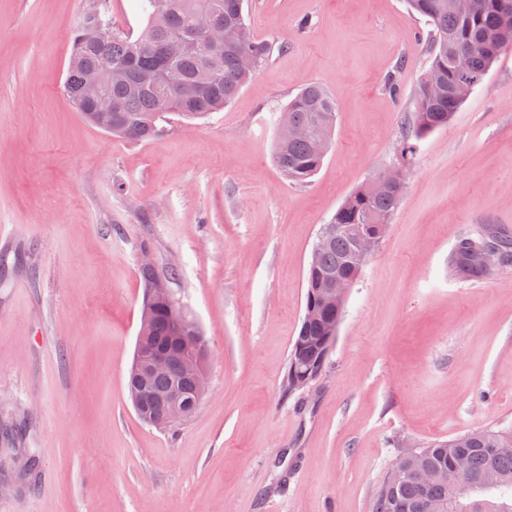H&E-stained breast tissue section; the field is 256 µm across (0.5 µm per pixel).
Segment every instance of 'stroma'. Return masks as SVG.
Returning <instances> with one entry per match:
<instances>
[{
	"label": "stroma",
	"instance_id": "1",
	"mask_svg": "<svg viewBox=\"0 0 512 512\" xmlns=\"http://www.w3.org/2000/svg\"><path fill=\"white\" fill-rule=\"evenodd\" d=\"M90 2L0 0V512H371L398 455L512 428V267L448 269L477 225L512 234V47L405 157L429 67L405 0H245L268 60L224 109L134 142L63 90ZM309 82L336 130L294 184L273 148ZM393 166L404 197L321 373L286 394L319 229ZM145 251L208 351L205 397L162 429L126 387Z\"/></svg>",
	"mask_w": 512,
	"mask_h": 512
}]
</instances>
